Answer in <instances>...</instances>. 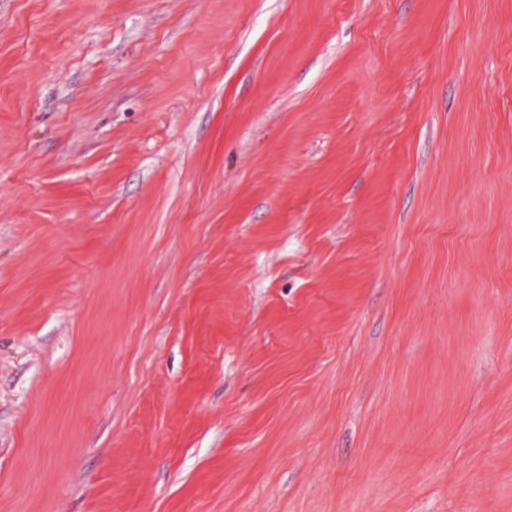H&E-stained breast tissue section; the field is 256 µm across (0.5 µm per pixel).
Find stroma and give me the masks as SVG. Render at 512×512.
Here are the masks:
<instances>
[{"mask_svg": "<svg viewBox=\"0 0 512 512\" xmlns=\"http://www.w3.org/2000/svg\"><path fill=\"white\" fill-rule=\"evenodd\" d=\"M0 512H512V0H0Z\"/></svg>", "mask_w": 512, "mask_h": 512, "instance_id": "stroma-1", "label": "stroma"}]
</instances>
